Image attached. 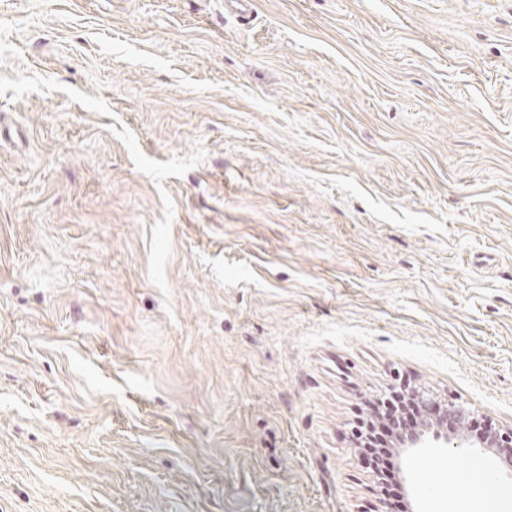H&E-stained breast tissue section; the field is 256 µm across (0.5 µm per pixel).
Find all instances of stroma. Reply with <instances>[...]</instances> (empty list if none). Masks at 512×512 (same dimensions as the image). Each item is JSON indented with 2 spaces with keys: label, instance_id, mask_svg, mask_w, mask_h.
Here are the masks:
<instances>
[{
  "label": "stroma",
  "instance_id": "35a3bbf8",
  "mask_svg": "<svg viewBox=\"0 0 512 512\" xmlns=\"http://www.w3.org/2000/svg\"><path fill=\"white\" fill-rule=\"evenodd\" d=\"M397 387L512 425V0H0V512H387ZM421 407L427 414L431 424L437 429L446 430L444 440L448 444L455 440V448L469 443L467 434L469 420L474 417V411L447 400H437L423 390L415 389L408 394L402 389H396L387 394L371 414L358 415L353 435L356 438V448L368 464V469L378 475L381 481L380 490L384 501L389 506L401 508V497L396 491L397 485L389 482L392 464L389 460L391 454L386 447L392 437L394 427L391 419L395 418L405 427L418 425L420 414L417 407L409 399ZM449 432V436H448Z\"/></svg>",
  "mask_w": 512,
  "mask_h": 512
}]
</instances>
